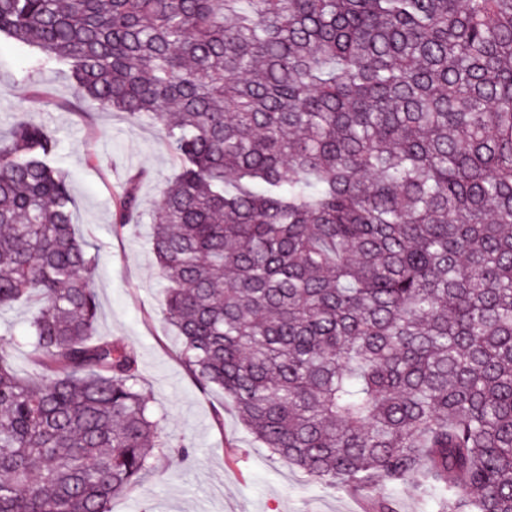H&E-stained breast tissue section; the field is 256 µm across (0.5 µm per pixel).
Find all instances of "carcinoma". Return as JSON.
I'll return each instance as SVG.
<instances>
[{
	"instance_id": "cac0c4a2",
	"label": "carcinoma",
	"mask_w": 512,
	"mask_h": 512,
	"mask_svg": "<svg viewBox=\"0 0 512 512\" xmlns=\"http://www.w3.org/2000/svg\"><path fill=\"white\" fill-rule=\"evenodd\" d=\"M165 133L150 249L202 392L311 480L512 512V0H0V38ZM57 139H0V512H111L175 454L96 333ZM139 177L115 205L141 216ZM31 306L21 302L8 313L0 316V346L10 350L14 368L23 376H32L28 326Z\"/></svg>"
}]
</instances>
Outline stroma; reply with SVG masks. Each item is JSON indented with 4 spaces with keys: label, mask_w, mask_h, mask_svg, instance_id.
<instances>
[{
    "label": "stroma",
    "mask_w": 512,
    "mask_h": 512,
    "mask_svg": "<svg viewBox=\"0 0 512 512\" xmlns=\"http://www.w3.org/2000/svg\"><path fill=\"white\" fill-rule=\"evenodd\" d=\"M32 111L56 137L58 167L68 175L77 232L94 246L96 332L123 339L141 357L142 393L165 432L185 439L189 460L165 459L112 512H365V498L309 481L272 457L223 408L219 392L203 393L188 374L174 330L163 316L164 289L148 243L154 205L177 170L164 133L121 112L77 96L67 67H37L25 48L0 40V134L20 112ZM145 171L139 185L142 217L115 232L114 210L123 175ZM21 302L0 316V347L14 368L32 373L28 326ZM224 424L216 426L215 408Z\"/></svg>",
    "instance_id": "1"
}]
</instances>
